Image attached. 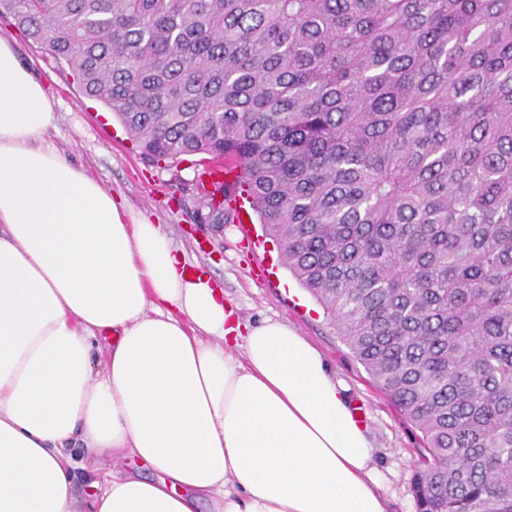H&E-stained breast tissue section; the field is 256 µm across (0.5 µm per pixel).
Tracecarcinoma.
<instances>
[{
	"label": "carcinoma",
	"instance_id": "1",
	"mask_svg": "<svg viewBox=\"0 0 512 512\" xmlns=\"http://www.w3.org/2000/svg\"><path fill=\"white\" fill-rule=\"evenodd\" d=\"M3 15L150 160L239 168L224 198L246 195L421 433L418 512H512V0H0Z\"/></svg>",
	"mask_w": 512,
	"mask_h": 512
}]
</instances>
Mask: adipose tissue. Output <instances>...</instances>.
Masks as SVG:
<instances>
[{
	"label": "adipose tissue",
	"instance_id": "1",
	"mask_svg": "<svg viewBox=\"0 0 512 512\" xmlns=\"http://www.w3.org/2000/svg\"><path fill=\"white\" fill-rule=\"evenodd\" d=\"M54 121L0 38V512H385L320 352L241 324L160 225L47 144ZM74 442L153 475L106 472L84 501Z\"/></svg>",
	"mask_w": 512,
	"mask_h": 512
}]
</instances>
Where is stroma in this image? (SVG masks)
<instances>
[{"label":"stroma","instance_id":"obj_1","mask_svg":"<svg viewBox=\"0 0 512 512\" xmlns=\"http://www.w3.org/2000/svg\"><path fill=\"white\" fill-rule=\"evenodd\" d=\"M0 38L13 43L20 61L54 102L50 142L121 197L128 211L162 225L175 254L223 288L225 301L241 322L281 320L319 350L351 405L366 410L374 448L372 478L387 512H417L412 482L423 448L418 432L354 360L322 307L281 264L277 246L263 241L260 224L246 214L229 217L224 224L202 223L204 208L193 184L195 156L180 157L168 166L150 162L115 116L85 98L68 70L28 40L11 19L0 18Z\"/></svg>","mask_w":512,"mask_h":512}]
</instances>
